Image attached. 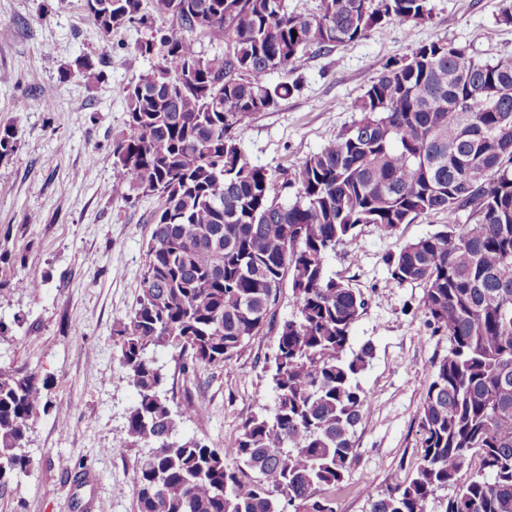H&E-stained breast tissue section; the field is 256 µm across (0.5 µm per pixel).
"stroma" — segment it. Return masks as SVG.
<instances>
[{"mask_svg": "<svg viewBox=\"0 0 512 512\" xmlns=\"http://www.w3.org/2000/svg\"><path fill=\"white\" fill-rule=\"evenodd\" d=\"M429 20L413 29L393 21L332 52L307 51L296 66L274 70V83L299 92L250 119L242 131L251 165L275 181L295 173L358 114L356 100L387 64L410 59L442 39L491 61L512 53L502 0H429ZM148 28L131 25L104 37L83 0H0V127L16 129L18 149L0 160V365L23 366L52 382L63 413L40 415L26 450L33 465L21 485L0 494V512H134L132 464L139 451L119 447L136 393L121 368L112 329L136 305L158 201L112 180L113 144L127 119L124 89L161 56L135 49ZM90 53L102 79L60 80V67ZM52 92V108L41 104ZM445 215L422 217L392 235L362 226L330 253V276L349 281L368 301L351 331L352 347L371 343L359 382L370 408L356 429L357 456L336 512H369L366 494L412 476L416 414L433 361L448 353L420 308L422 288L392 279L390 255L433 233ZM34 277L39 295L16 288ZM273 337L260 336L221 366L181 374L170 352L156 359L176 398L193 396L199 418L180 434L231 445L246 418L273 406L267 369Z\"/></svg>", "mask_w": 512, "mask_h": 512, "instance_id": "1", "label": "stroma"}]
</instances>
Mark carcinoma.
Returning a JSON list of instances; mask_svg holds the SVG:
<instances>
[{
    "instance_id": "carcinoma-1",
    "label": "carcinoma",
    "mask_w": 512,
    "mask_h": 512,
    "mask_svg": "<svg viewBox=\"0 0 512 512\" xmlns=\"http://www.w3.org/2000/svg\"><path fill=\"white\" fill-rule=\"evenodd\" d=\"M85 8L105 37L169 18L181 30L151 32L165 64L125 90L128 119L113 145L112 177L154 196L137 304L113 329L118 361L138 400L117 448L133 462L136 512H336L328 495L356 458L355 433L370 395L359 382L373 358L350 347L367 300L328 275L326 257L373 224L392 235L421 216L448 223L389 257L391 277L423 289L432 333L448 340L433 362L417 413L413 476L367 494L369 512H425L456 487L446 512H512V54L492 62L436 40L385 68L354 110L359 118L295 174L284 202L263 167L251 165L241 131L297 84L268 81L314 48L330 52L391 21L429 19L428 0H319L297 13L286 0H96ZM224 45L207 56L198 37ZM88 81L95 61L76 62ZM18 148L0 129V159ZM465 217L459 222V217ZM295 312L274 320L283 286ZM275 334L270 413L244 421L224 448L177 438L199 417L176 402L155 353L180 369L229 362L258 336ZM48 379L0 366V490L31 472L32 422L53 407ZM480 466L465 481L472 458Z\"/></svg>"
}]
</instances>
